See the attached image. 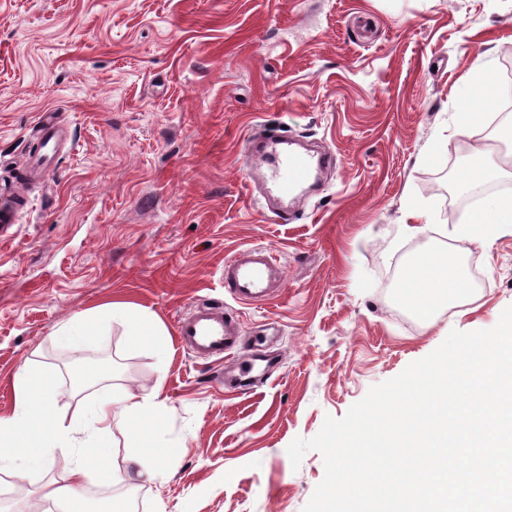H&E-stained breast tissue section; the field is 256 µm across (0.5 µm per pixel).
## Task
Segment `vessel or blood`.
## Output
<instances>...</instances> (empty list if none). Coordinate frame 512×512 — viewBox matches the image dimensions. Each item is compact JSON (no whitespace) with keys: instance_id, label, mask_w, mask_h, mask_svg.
Returning a JSON list of instances; mask_svg holds the SVG:
<instances>
[{"instance_id":"b4317fda","label":"vessel or blood","mask_w":512,"mask_h":512,"mask_svg":"<svg viewBox=\"0 0 512 512\" xmlns=\"http://www.w3.org/2000/svg\"><path fill=\"white\" fill-rule=\"evenodd\" d=\"M39 121L43 127L42 146L30 158L31 169L37 173L49 168L58 153L61 135L55 112L41 113ZM244 155L251 174L260 176L267 197L281 202L299 200V190L309 182L313 172L336 164L333 153L309 154L297 150L294 140L276 126L265 127L261 135L249 136ZM223 274L225 290L244 304L272 300L283 281L276 256L262 246L235 250L225 259ZM177 333L183 347L192 353L231 363V371L224 375L225 387L235 390L254 385L256 362L238 359L242 326L238 318L225 312L223 303L196 302L179 318Z\"/></svg>"}]
</instances>
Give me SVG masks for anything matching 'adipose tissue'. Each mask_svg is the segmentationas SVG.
Segmentation results:
<instances>
[{
    "label": "adipose tissue",
    "mask_w": 512,
    "mask_h": 512,
    "mask_svg": "<svg viewBox=\"0 0 512 512\" xmlns=\"http://www.w3.org/2000/svg\"><path fill=\"white\" fill-rule=\"evenodd\" d=\"M512 233V195H493L482 201L470 222L460 228L462 236L487 241L502 232ZM471 291L459 268L433 252L417 254L410 274L399 293L400 303L423 312L438 303L456 306L467 302ZM119 322L136 338L161 335L157 321L138 306L112 303L87 311L53 333L55 340L79 355L100 341L102 318ZM15 410L0 417V472L9 471L29 484H39L49 455L58 448L72 451V463L63 483L47 493L57 512H86L82 488L94 480L112 482L116 473L110 464L112 406L120 404L121 415L133 431V452L128 458V479L153 480L159 474V458L148 449L144 433L149 424L159 423L163 406L156 394L120 393L116 400L84 401L72 417L57 407L59 385L47 369L22 366L14 375Z\"/></svg>",
    "instance_id": "obj_1"
}]
</instances>
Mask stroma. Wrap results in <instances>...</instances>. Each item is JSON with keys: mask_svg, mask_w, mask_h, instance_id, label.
Wrapping results in <instances>:
<instances>
[{"mask_svg": "<svg viewBox=\"0 0 512 512\" xmlns=\"http://www.w3.org/2000/svg\"><path fill=\"white\" fill-rule=\"evenodd\" d=\"M512 85V0H0V188L29 203L0 239V417L23 365L52 369L59 408L79 399L72 356L51 335L122 301L155 315L165 351L103 319L90 355L111 380L95 392H158L162 474L91 483L90 501L131 512H303L324 476L319 452L287 447L343 417L369 388L436 349L451 330L495 326L512 305V234L460 237L471 210L460 177L481 140L458 113L492 123L500 107L466 97L473 56ZM53 109L67 133L50 177L25 159ZM326 147L336 167L285 222L252 191L243 141L259 125ZM426 229L405 234L408 206ZM272 249L285 269L256 307L224 290V258ZM433 251L482 266L471 304L424 320L398 300L403 265ZM223 300L247 335L280 328L269 378L225 390L212 360L177 339L202 299ZM54 450L41 487L0 473V512H33L70 468Z\"/></svg>", "mask_w": 512, "mask_h": 512, "instance_id": "1", "label": "stroma"}]
</instances>
